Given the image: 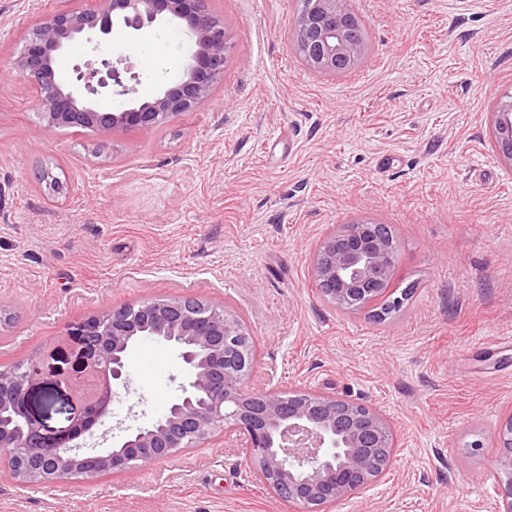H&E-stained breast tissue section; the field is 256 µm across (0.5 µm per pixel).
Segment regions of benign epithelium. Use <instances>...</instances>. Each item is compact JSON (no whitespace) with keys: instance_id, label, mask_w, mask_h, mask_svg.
<instances>
[{"instance_id":"1","label":"benign epithelium","mask_w":512,"mask_h":512,"mask_svg":"<svg viewBox=\"0 0 512 512\" xmlns=\"http://www.w3.org/2000/svg\"><path fill=\"white\" fill-rule=\"evenodd\" d=\"M94 10L63 8L40 16L14 61V68L39 90L38 116L49 129L92 127L109 136L132 128L151 129L206 101L223 78L231 53L224 24L208 15L206 0H99ZM292 43L305 64L319 73L352 70L367 53L364 27L350 0H302ZM177 20L195 36V51L181 79L157 97L135 98L138 74L125 60L75 65L69 80L55 68L74 40L108 36L120 24L135 33L157 21ZM131 106L112 110V94ZM499 152L512 164V99L492 113ZM316 253L329 262L314 267L325 301L343 310L375 302L379 286L395 275L397 256L376 224H348L329 231ZM83 379H59L73 390L80 410L64 429H54L29 408V389L39 376L31 363L0 372V471L24 485H51L63 477L92 479L163 462L221 433L247 437L256 473L276 497H288L292 512H328L362 493L387 470L394 448L387 420L371 407L333 393H304L288 400L248 389L254 362L252 334L222 307L195 296L148 299L112 307L86 318L80 329ZM151 338L173 347L187 370L180 393L146 427L103 448L110 430L95 435L112 414L113 386L127 385L128 357ZM507 451L496 473L509 476L498 512H512V415L504 422Z\"/></svg>"}]
</instances>
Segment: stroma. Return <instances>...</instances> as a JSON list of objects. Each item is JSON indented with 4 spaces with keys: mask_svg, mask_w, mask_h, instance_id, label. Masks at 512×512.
Here are the masks:
<instances>
[{
    "mask_svg": "<svg viewBox=\"0 0 512 512\" xmlns=\"http://www.w3.org/2000/svg\"><path fill=\"white\" fill-rule=\"evenodd\" d=\"M0 0V366L36 359L30 409L82 368L80 324L114 305L193 295L247 323L257 392L333 393L382 414L387 475L333 512H496L501 422L512 415V164L491 113L512 93V0H351L366 58L309 70L290 42L300 0H209L233 43L196 110L104 136L47 130L9 72L40 13ZM194 38L174 24L78 42L58 69L131 58L139 98L178 80ZM400 244L384 321L321 297L312 257L344 224ZM113 436L157 419L185 367L159 344L128 363ZM246 439L127 473L31 487L0 471V512H290Z\"/></svg>",
    "mask_w": 512,
    "mask_h": 512,
    "instance_id": "35a3bbf8",
    "label": "stroma"
}]
</instances>
